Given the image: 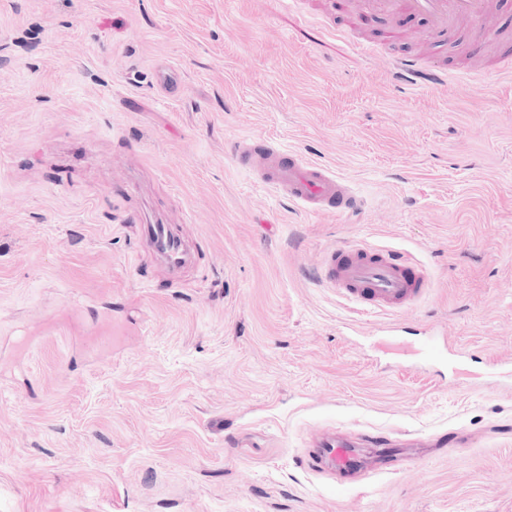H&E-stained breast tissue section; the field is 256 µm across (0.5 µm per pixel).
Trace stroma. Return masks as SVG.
I'll return each mask as SVG.
<instances>
[{
	"label": "stroma",
	"instance_id": "stroma-1",
	"mask_svg": "<svg viewBox=\"0 0 512 512\" xmlns=\"http://www.w3.org/2000/svg\"><path fill=\"white\" fill-rule=\"evenodd\" d=\"M386 23L0 0V512H512V381L482 362L512 365V73L402 88L382 59L477 72L497 49L420 17L387 45ZM242 139L327 166L361 211L281 199ZM145 219L196 246L179 284ZM354 244L421 264L418 306L362 312L316 277ZM394 326L456 351L394 354ZM326 428L472 443L341 487L301 463Z\"/></svg>",
	"mask_w": 512,
	"mask_h": 512
}]
</instances>
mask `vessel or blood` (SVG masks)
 Segmentation results:
<instances>
[{
  "label": "vessel or blood",
  "instance_id": "b4317fda",
  "mask_svg": "<svg viewBox=\"0 0 512 512\" xmlns=\"http://www.w3.org/2000/svg\"><path fill=\"white\" fill-rule=\"evenodd\" d=\"M377 9L427 19L441 37L453 38L462 24L474 27L476 38H483V24L490 15L493 0H376ZM391 79L399 84L416 86L422 68L406 57L392 58ZM234 156L244 169L256 170L262 183L290 202L302 205L311 213L336 212L352 215L363 207L347 182L319 163L304 159L294 151L272 141L253 144L236 143ZM143 238L153 254L172 271L186 264L187 246L166 224H145ZM321 280L350 296L363 310L377 308L393 311L417 305L429 286L423 269L391 254L356 245L327 253L320 271ZM370 447L373 463H366L363 447ZM415 444L398 437L378 436L369 432L352 435L333 434L314 442L313 451L304 463L308 469L324 473L337 483L357 482L369 473H391L396 461L410 455Z\"/></svg>",
  "mask_w": 512,
  "mask_h": 512
}]
</instances>
